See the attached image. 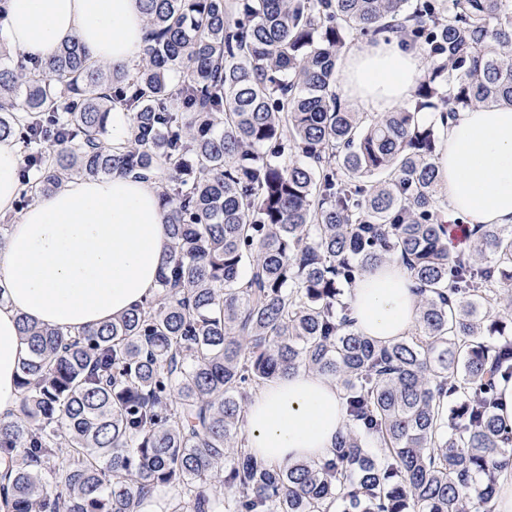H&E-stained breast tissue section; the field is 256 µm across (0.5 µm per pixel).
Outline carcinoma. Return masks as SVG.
<instances>
[{
	"label": "carcinoma",
	"mask_w": 512,
	"mask_h": 512,
	"mask_svg": "<svg viewBox=\"0 0 512 512\" xmlns=\"http://www.w3.org/2000/svg\"><path fill=\"white\" fill-rule=\"evenodd\" d=\"M134 68L76 38L31 65L0 49V140L23 154L18 206L73 177L153 178L170 256L157 294L66 336L18 316L31 356L0 420L9 512H470L512 461L497 389L512 339L497 288L512 232L448 251L435 163L456 111L512 107V0H143ZM401 33L425 56L414 110L337 102L346 45ZM132 113L124 150L112 104ZM439 114L424 121L418 113ZM400 255L416 330L358 334L344 287ZM342 386L331 458L268 469L244 413L299 370ZM60 476L48 488V478Z\"/></svg>",
	"instance_id": "obj_1"
}]
</instances>
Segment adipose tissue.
I'll list each match as a JSON object with an SVG mask.
<instances>
[{"mask_svg": "<svg viewBox=\"0 0 512 512\" xmlns=\"http://www.w3.org/2000/svg\"><path fill=\"white\" fill-rule=\"evenodd\" d=\"M148 29L141 0H7L0 43L44 61L70 37L104 64L133 65ZM420 51L396 37L349 49L336 84L340 101L367 112L413 105ZM437 167L451 224L512 228V108L480 106L449 120ZM22 153L0 141V215L14 214L0 247V418L18 413L20 367L31 354L17 319L64 332L94 330L157 292L169 238L151 182L115 173L75 178L23 210ZM405 264L362 273L347 302L359 334L388 345L411 335L419 298ZM248 446L269 467L329 457L347 423L334 380L309 371L267 382L245 414Z\"/></svg>", "mask_w": 512, "mask_h": 512, "instance_id": "1", "label": "adipose tissue"}]
</instances>
